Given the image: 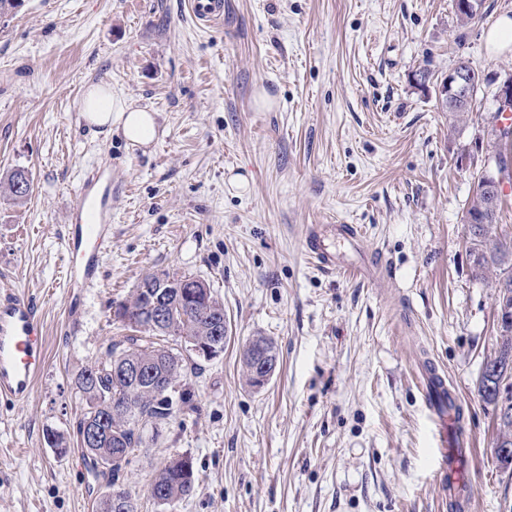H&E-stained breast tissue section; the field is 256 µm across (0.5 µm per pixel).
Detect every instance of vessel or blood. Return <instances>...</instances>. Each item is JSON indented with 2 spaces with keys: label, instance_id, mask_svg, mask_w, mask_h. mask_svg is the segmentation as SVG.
I'll list each match as a JSON object with an SVG mask.
<instances>
[{
  "label": "vessel or blood",
  "instance_id": "b4317fda",
  "mask_svg": "<svg viewBox=\"0 0 512 512\" xmlns=\"http://www.w3.org/2000/svg\"><path fill=\"white\" fill-rule=\"evenodd\" d=\"M189 11L199 25L207 27L223 20L224 0H189ZM98 181L95 173L84 179L72 210L73 223L66 236V281L72 288L97 286L103 258L112 248V189L107 186L101 194H94ZM307 249L320 269H335V255L326 251L317 234L308 236ZM44 363V328L35 302L13 292L0 294V398L15 404L27 402ZM417 377L438 432L436 478L451 507L469 512L471 502L460 493L467 451L464 442L452 438L458 426L459 400L434 361L420 363Z\"/></svg>",
  "mask_w": 512,
  "mask_h": 512
}]
</instances>
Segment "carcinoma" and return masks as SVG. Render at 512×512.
Wrapping results in <instances>:
<instances>
[{
  "label": "carcinoma",
  "mask_w": 512,
  "mask_h": 512,
  "mask_svg": "<svg viewBox=\"0 0 512 512\" xmlns=\"http://www.w3.org/2000/svg\"><path fill=\"white\" fill-rule=\"evenodd\" d=\"M27 178L26 171H14L6 181L0 182V194L14 201L23 200L15 194L14 186ZM503 204L501 193L484 191L471 196L466 209L471 219L468 224L469 255L476 274L482 275L492 268L498 271L496 287L499 294L512 303V238L498 232ZM160 275L180 284L184 293L198 297V301L184 304L176 311L170 330L156 331L149 325L146 294L141 287H136L116 311L122 310L130 315L138 335L111 342L106 359L82 371L76 379L77 389L86 403L76 425L77 444L90 468L96 474L108 477L110 487L120 479L135 451L144 443V430L149 427L153 435H158L159 430L189 403L183 380L187 362L193 359L194 353L190 351L185 356L156 342L155 338L178 337L187 345L205 343L213 340L210 332L212 321L224 316V304L215 297L207 282L165 271ZM500 336L502 342L498 355L485 363L479 387L482 398L496 405L502 399V390H512V315L502 320ZM256 349L277 354L274 341L266 336H257L246 344L242 367L246 385L250 387L253 386L252 355ZM118 363L149 366L164 381V391L157 393L143 384L115 377L113 365ZM125 400L132 403L129 414H108L107 408L112 403L119 404ZM93 425L101 428L102 438L96 447L88 448L83 443V434ZM193 489L192 460L181 457L168 462L155 474L148 492L158 504L171 505L190 496ZM95 512H138V506L136 498L127 490L122 505L117 507L109 498L102 496L96 502Z\"/></svg>",
  "instance_id": "1"
}]
</instances>
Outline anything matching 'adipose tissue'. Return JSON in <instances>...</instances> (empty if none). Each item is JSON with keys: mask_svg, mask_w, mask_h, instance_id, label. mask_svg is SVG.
<instances>
[{"mask_svg": "<svg viewBox=\"0 0 512 512\" xmlns=\"http://www.w3.org/2000/svg\"><path fill=\"white\" fill-rule=\"evenodd\" d=\"M82 113L89 127L105 131L119 128L125 139L133 144H150L157 134L154 114L120 103L113 97L112 87L107 83L94 84L87 89Z\"/></svg>", "mask_w": 512, "mask_h": 512, "instance_id": "adipose-tissue-1", "label": "adipose tissue"}]
</instances>
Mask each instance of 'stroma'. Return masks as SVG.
Returning a JSON list of instances; mask_svg holds the SVG:
<instances>
[{"label":"stroma","instance_id":"1","mask_svg":"<svg viewBox=\"0 0 512 512\" xmlns=\"http://www.w3.org/2000/svg\"><path fill=\"white\" fill-rule=\"evenodd\" d=\"M505 11L512 0H484L464 23L455 0H224L223 22L202 27L187 0H24L0 19V181L31 177L24 203L0 197V292L36 302L46 353L29 401H0V512H94L106 481L77 446L75 381L127 335L112 307L156 271L206 280L230 340L127 466L139 512H449L414 374L427 358L463 401L474 512H512L499 412L479 395L498 304L464 221L494 150V80L512 74V53L483 39ZM462 58L488 81L457 124L435 80ZM101 81L155 113L152 143L86 126L83 92ZM105 160L112 248L100 283L69 291L76 191ZM314 225L344 270L313 264ZM255 336L279 354L258 389L241 367ZM184 455L194 491L159 506L147 485Z\"/></svg>","mask_w":512,"mask_h":512}]
</instances>
